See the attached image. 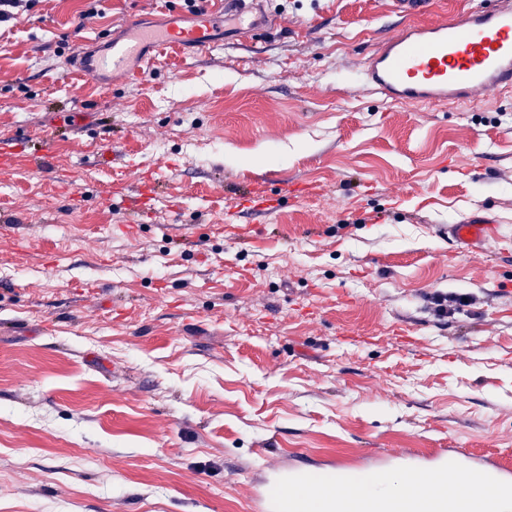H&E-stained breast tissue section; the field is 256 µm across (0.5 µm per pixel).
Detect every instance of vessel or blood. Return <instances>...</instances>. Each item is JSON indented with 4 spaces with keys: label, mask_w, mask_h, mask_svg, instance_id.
<instances>
[{
    "label": "vessel or blood",
    "mask_w": 512,
    "mask_h": 512,
    "mask_svg": "<svg viewBox=\"0 0 512 512\" xmlns=\"http://www.w3.org/2000/svg\"><path fill=\"white\" fill-rule=\"evenodd\" d=\"M429 0H392L395 13L406 17V25L381 40L363 68V80L373 91L403 104L436 102L458 105L471 102L481 90H512V0H468L466 6L451 10L448 19L424 22ZM245 0H230L226 13H211L189 28L168 27L157 33L133 32L129 38L111 42L108 51L87 75H129V64L139 60L151 66L148 49L163 52L185 45L207 51L211 31L228 17L247 12ZM449 239L476 252L489 238L500 236L499 225L486 216L467 224L447 228ZM322 512H392L393 504L384 496L367 492L353 497L356 475L369 471L378 480L388 471V460L364 457L355 464L325 460ZM412 482L439 484L456 475L467 484L492 485L496 494L472 498L468 512H505L506 498H512V466L492 455H476L462 448H434L417 451L404 464ZM312 481L311 474L294 469L279 470L273 481H260L251 502V512H301V492Z\"/></svg>",
    "instance_id": "b4317fda"
}]
</instances>
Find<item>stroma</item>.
Segmentation results:
<instances>
[{
  "mask_svg": "<svg viewBox=\"0 0 512 512\" xmlns=\"http://www.w3.org/2000/svg\"><path fill=\"white\" fill-rule=\"evenodd\" d=\"M85 8L0 23V139L47 155L0 173V512H247L297 452L512 463V94L366 89L390 0H261L276 32L108 86L77 58L197 18ZM483 214L501 237L454 253Z\"/></svg>",
  "mask_w": 512,
  "mask_h": 512,
  "instance_id": "35a3bbf8",
  "label": "stroma"
}]
</instances>
